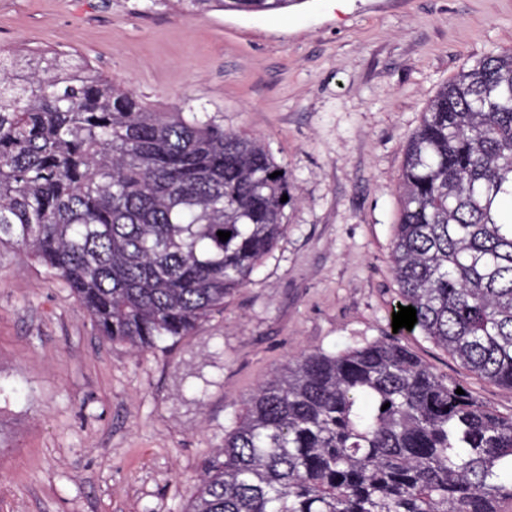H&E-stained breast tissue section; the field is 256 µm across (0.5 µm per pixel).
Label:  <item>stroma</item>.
I'll return each instance as SVG.
<instances>
[{
  "label": "stroma",
  "instance_id": "stroma-1",
  "mask_svg": "<svg viewBox=\"0 0 512 512\" xmlns=\"http://www.w3.org/2000/svg\"><path fill=\"white\" fill-rule=\"evenodd\" d=\"M0 46L87 60L160 106L208 113L286 167V227L223 313L135 352L59 279L0 248V512H185L248 395L304 350L391 335L403 146L435 95L512 49V0H0ZM403 344L512 415V390L430 339ZM188 12L217 9L234 12H278L293 6L294 0H181Z\"/></svg>",
  "mask_w": 512,
  "mask_h": 512
}]
</instances>
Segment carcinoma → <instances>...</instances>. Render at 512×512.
I'll return each mask as SVG.
<instances>
[{
	"label": "carcinoma",
	"instance_id": "cac0c4a2",
	"mask_svg": "<svg viewBox=\"0 0 512 512\" xmlns=\"http://www.w3.org/2000/svg\"><path fill=\"white\" fill-rule=\"evenodd\" d=\"M400 188L397 303L416 309L413 330L511 390L512 49L437 94ZM285 194L288 171L258 139L87 62L0 48V246L62 280L105 341L142 352L224 312L282 236ZM457 387L395 337L302 351L249 395L187 512H507L512 416Z\"/></svg>",
	"mask_w": 512,
	"mask_h": 512
}]
</instances>
